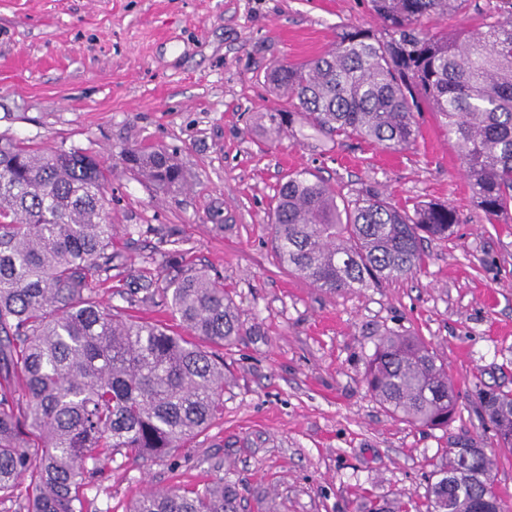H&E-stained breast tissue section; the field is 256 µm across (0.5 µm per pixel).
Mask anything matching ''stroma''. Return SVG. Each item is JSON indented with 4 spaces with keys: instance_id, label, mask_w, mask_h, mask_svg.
Returning a JSON list of instances; mask_svg holds the SVG:
<instances>
[{
    "instance_id": "35a3bbf8",
    "label": "stroma",
    "mask_w": 512,
    "mask_h": 512,
    "mask_svg": "<svg viewBox=\"0 0 512 512\" xmlns=\"http://www.w3.org/2000/svg\"><path fill=\"white\" fill-rule=\"evenodd\" d=\"M357 26L382 34L367 0H0V136L99 157L112 179V278L103 306L172 323L163 297L119 292L164 283L173 249L234 296L242 323L221 348L224 416L161 462H105L85 512H126L133 498L217 478L240 512H365L368 501L423 512L427 478L468 436L496 451L498 494L512 504V449L497 447L468 395L512 391V221L488 223L439 117L401 152L269 136L280 99L274 65L300 63ZM164 149L185 172L162 190L126 169L125 152ZM379 186L400 203L439 202L460 217L424 242V264L377 288L321 291L281 265L269 212L287 171ZM421 336L461 395L448 429L409 425L374 399L367 363L382 334Z\"/></svg>"
}]
</instances>
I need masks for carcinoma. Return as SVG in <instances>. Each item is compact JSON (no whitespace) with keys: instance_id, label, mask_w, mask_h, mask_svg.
<instances>
[{"instance_id":"cac0c4a2","label":"carcinoma","mask_w":512,"mask_h":512,"mask_svg":"<svg viewBox=\"0 0 512 512\" xmlns=\"http://www.w3.org/2000/svg\"><path fill=\"white\" fill-rule=\"evenodd\" d=\"M384 35L351 26L307 63H279L267 79L283 94L270 131L295 128L331 142L364 139L399 152L417 142V116L433 112L489 222L512 211V0L479 12L456 35L429 23L469 0H369ZM125 162L148 181L183 174L162 150ZM112 167L86 154L0 141V503L11 512H83L80 490L100 456L163 460L224 416V360L196 339L241 335L224 285L178 268L162 286L180 331L104 308L93 284L112 272L106 192ZM460 223L446 204L399 207L376 185L347 192L307 168L289 172L271 214L274 249L288 270L330 293L415 273L422 244ZM366 379L397 419L446 428L458 407L448 369L421 337L388 331ZM477 409L500 446L512 447V392L475 386ZM495 460L455 449L435 465L429 512H512L495 490ZM465 469L463 485L450 475ZM222 478L136 499L129 512H238Z\"/></svg>"}]
</instances>
